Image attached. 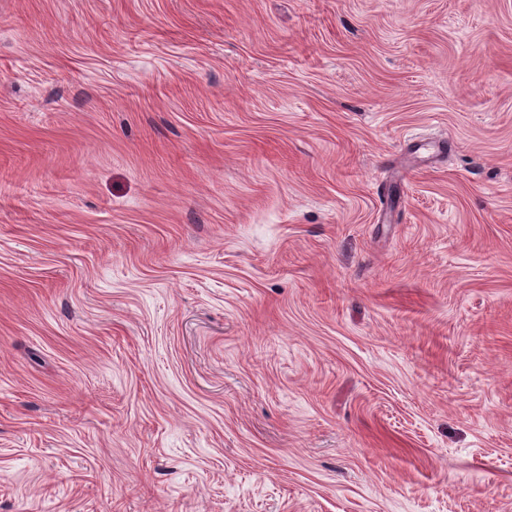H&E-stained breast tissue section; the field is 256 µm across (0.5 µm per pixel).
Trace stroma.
Masks as SVG:
<instances>
[{"instance_id":"35a3bbf8","label":"stroma","mask_w":512,"mask_h":512,"mask_svg":"<svg viewBox=\"0 0 512 512\" xmlns=\"http://www.w3.org/2000/svg\"><path fill=\"white\" fill-rule=\"evenodd\" d=\"M0 512H512V0H0Z\"/></svg>"}]
</instances>
